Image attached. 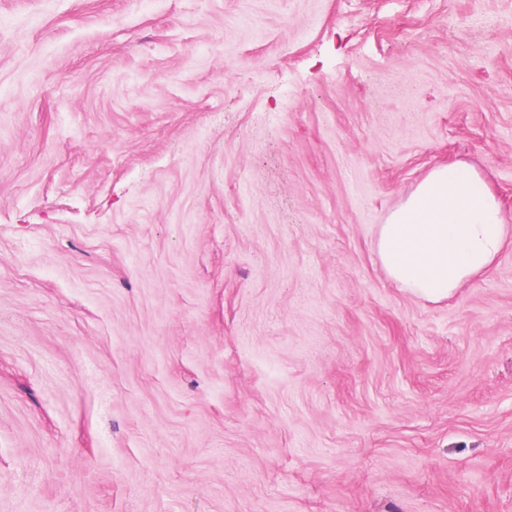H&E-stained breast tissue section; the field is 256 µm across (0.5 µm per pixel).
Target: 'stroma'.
Segmentation results:
<instances>
[{"label":"stroma","instance_id":"obj_1","mask_svg":"<svg viewBox=\"0 0 512 512\" xmlns=\"http://www.w3.org/2000/svg\"><path fill=\"white\" fill-rule=\"evenodd\" d=\"M512 0H0V512H512ZM509 235L484 179L464 166H438L380 224L377 250L389 277L431 301L487 270Z\"/></svg>","mask_w":512,"mask_h":512}]
</instances>
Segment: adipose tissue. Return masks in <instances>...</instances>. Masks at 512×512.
<instances>
[{"mask_svg": "<svg viewBox=\"0 0 512 512\" xmlns=\"http://www.w3.org/2000/svg\"><path fill=\"white\" fill-rule=\"evenodd\" d=\"M511 236L478 173L438 166L380 226L377 250L395 283L438 301L487 270Z\"/></svg>", "mask_w": 512, "mask_h": 512, "instance_id": "1", "label": "adipose tissue"}]
</instances>
